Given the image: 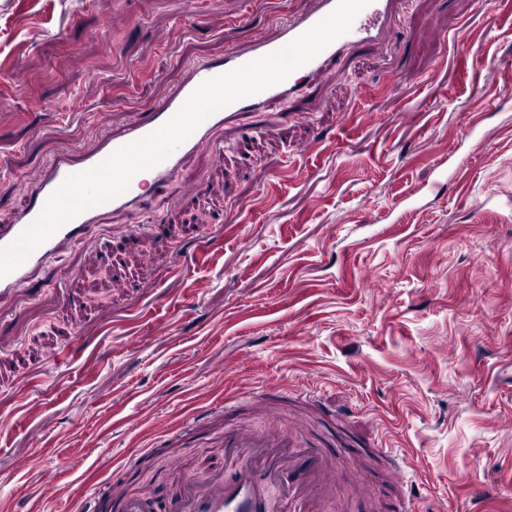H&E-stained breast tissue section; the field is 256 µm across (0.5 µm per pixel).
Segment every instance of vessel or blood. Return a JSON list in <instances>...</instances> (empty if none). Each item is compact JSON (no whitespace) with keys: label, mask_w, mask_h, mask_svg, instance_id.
<instances>
[{"label":"vessel or blood","mask_w":512,"mask_h":512,"mask_svg":"<svg viewBox=\"0 0 512 512\" xmlns=\"http://www.w3.org/2000/svg\"><path fill=\"white\" fill-rule=\"evenodd\" d=\"M335 5L336 0H313L310 11L288 17L270 33L245 47L225 50L221 62L194 68L187 79L153 105L149 120L127 123L121 132L100 138L78 159H57L38 179L35 201L21 207L14 223L0 224V248L15 240L69 175L93 168L116 149L151 133L169 120L202 82L285 46L328 15ZM401 6L402 0H371L356 17L351 30L335 39L308 64L281 83L211 115L162 163L150 169L151 186L166 185L187 155L208 142L217 130L229 128L238 117L264 111L274 101L292 104L302 87L317 84L328 62L350 48L391 40ZM141 198L140 191L128 188L106 205L86 210L61 227L20 267L0 278V304L19 297L47 258L65 246L83 241L87 229L97 223L104 210L133 212ZM290 438V433L277 423L259 431L240 426L224 429V454L231 462L230 469H216L202 481L183 477L159 498L147 491L129 495L119 480L113 479L96 487L90 498L82 500L70 512H101L106 504L116 502L120 503L122 512H270L265 496L270 487L278 488L289 501L295 502L296 512H323L324 496L341 481L343 472L333 464L331 457L318 449L289 447ZM375 454L390 483L404 493L400 512H417L406 494L408 480L401 459L386 448L376 449Z\"/></svg>","instance_id":"1"}]
</instances>
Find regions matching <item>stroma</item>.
<instances>
[{
    "label": "stroma",
    "instance_id": "35a3bbf8",
    "mask_svg": "<svg viewBox=\"0 0 512 512\" xmlns=\"http://www.w3.org/2000/svg\"><path fill=\"white\" fill-rule=\"evenodd\" d=\"M311 6L0 0V224L55 159ZM489 60L512 62V0H404L391 50L333 60L37 271L0 309V512H35L46 474L63 510L117 471L162 495L169 452L195 475L224 461L217 429L163 430L227 404L260 428L277 386L292 411L332 402L329 456L414 458L424 512H512V94Z\"/></svg>",
    "mask_w": 512,
    "mask_h": 512
}]
</instances>
